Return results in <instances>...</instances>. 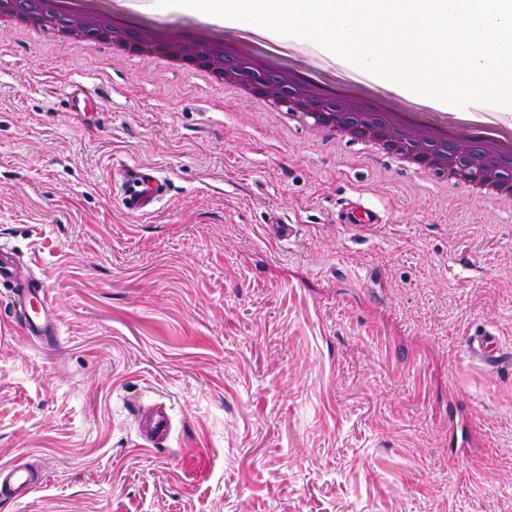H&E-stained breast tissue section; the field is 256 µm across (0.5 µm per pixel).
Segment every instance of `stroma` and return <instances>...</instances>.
Returning <instances> with one entry per match:
<instances>
[{
    "label": "stroma",
    "mask_w": 512,
    "mask_h": 512,
    "mask_svg": "<svg viewBox=\"0 0 512 512\" xmlns=\"http://www.w3.org/2000/svg\"><path fill=\"white\" fill-rule=\"evenodd\" d=\"M289 53L345 89L331 53ZM126 168L166 178L157 211L125 210ZM350 201L382 224L347 231ZM0 243L61 322L38 344L0 297V464L47 475L0 512H512V369L465 352L512 347V212L465 187L194 73L0 31ZM156 403L172 434L139 447ZM468 350L472 357L490 368L512 367V350L501 347L494 336H477L470 340Z\"/></svg>",
    "instance_id": "35a3bbf8"
}]
</instances>
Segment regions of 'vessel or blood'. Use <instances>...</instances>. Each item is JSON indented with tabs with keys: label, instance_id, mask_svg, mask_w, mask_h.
<instances>
[{
	"label": "vessel or blood",
	"instance_id": "obj_1",
	"mask_svg": "<svg viewBox=\"0 0 512 512\" xmlns=\"http://www.w3.org/2000/svg\"><path fill=\"white\" fill-rule=\"evenodd\" d=\"M167 183L153 170L140 168L125 171L122 176L121 202L132 215L153 213L167 192ZM383 217L379 211L353 204L347 207L341 222L345 225H377ZM10 288L15 315L12 326L22 335L43 342L58 338L60 323L53 308L48 288L34 279L22 278L20 265L12 250L0 248V285ZM468 350L472 357L491 368L512 367V351L501 347L492 336H477L470 340ZM172 419L167 408H160L144 425L140 438L143 446H155L157 440L168 438ZM44 483L42 476L24 464L0 465V496L29 498Z\"/></svg>",
	"mask_w": 512,
	"mask_h": 512
}]
</instances>
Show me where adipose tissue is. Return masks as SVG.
Segmentation results:
<instances>
[{
    "label": "adipose tissue",
    "mask_w": 512,
    "mask_h": 512,
    "mask_svg": "<svg viewBox=\"0 0 512 512\" xmlns=\"http://www.w3.org/2000/svg\"><path fill=\"white\" fill-rule=\"evenodd\" d=\"M180 0L200 23L284 42L298 31L407 90L423 106L449 105L467 118L466 101L512 110V0Z\"/></svg>",
    "instance_id": "obj_1"
}]
</instances>
